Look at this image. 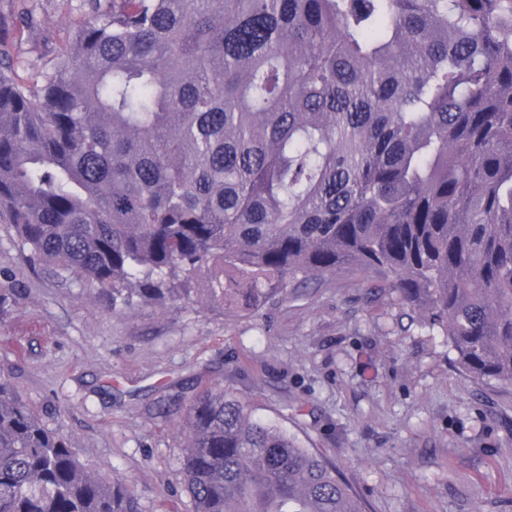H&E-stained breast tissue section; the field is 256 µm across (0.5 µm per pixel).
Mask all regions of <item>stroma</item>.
Wrapping results in <instances>:
<instances>
[{"label":"stroma","mask_w":512,"mask_h":512,"mask_svg":"<svg viewBox=\"0 0 512 512\" xmlns=\"http://www.w3.org/2000/svg\"><path fill=\"white\" fill-rule=\"evenodd\" d=\"M83 0H0L7 49L34 78ZM444 336L343 270L288 285L255 315L190 298L116 313L34 264L0 223V372L86 468L140 512H193L178 469L183 410L205 386L242 398L322 454L366 512H512V386L478 383Z\"/></svg>","instance_id":"stroma-1"}]
</instances>
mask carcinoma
<instances>
[{
	"instance_id": "carcinoma-1",
	"label": "carcinoma",
	"mask_w": 512,
	"mask_h": 512,
	"mask_svg": "<svg viewBox=\"0 0 512 512\" xmlns=\"http://www.w3.org/2000/svg\"><path fill=\"white\" fill-rule=\"evenodd\" d=\"M30 82L0 48V217L112 299L255 313L370 274L512 385V0H87ZM194 512H365L220 387L186 404ZM0 512H138L0 379Z\"/></svg>"
}]
</instances>
